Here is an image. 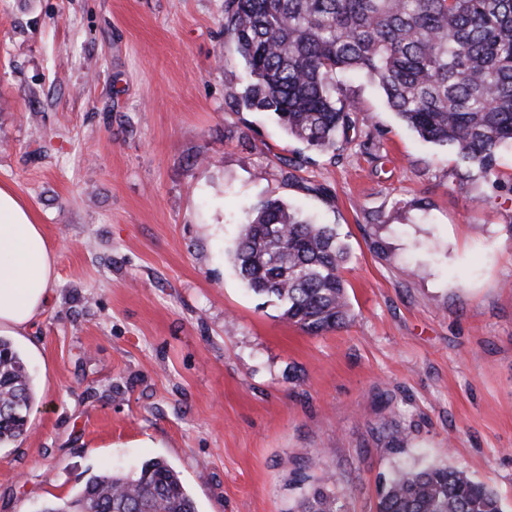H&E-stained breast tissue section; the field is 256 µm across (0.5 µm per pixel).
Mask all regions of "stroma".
<instances>
[{
	"mask_svg": "<svg viewBox=\"0 0 512 512\" xmlns=\"http://www.w3.org/2000/svg\"><path fill=\"white\" fill-rule=\"evenodd\" d=\"M224 0H0V182L57 254L14 337L35 400L0 512L161 458L199 512H376L397 471L465 470L512 512V147L497 179L408 130L367 78L336 153L237 109ZM279 198L336 225L350 320L309 334L233 252ZM336 498L324 487H315L304 497L301 512H340Z\"/></svg>",
	"mask_w": 512,
	"mask_h": 512,
	"instance_id": "1",
	"label": "stroma"
}]
</instances>
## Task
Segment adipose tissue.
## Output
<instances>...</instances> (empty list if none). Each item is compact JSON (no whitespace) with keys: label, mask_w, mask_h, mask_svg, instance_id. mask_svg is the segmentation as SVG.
Instances as JSON below:
<instances>
[{"label":"adipose tissue","mask_w":512,"mask_h":512,"mask_svg":"<svg viewBox=\"0 0 512 512\" xmlns=\"http://www.w3.org/2000/svg\"><path fill=\"white\" fill-rule=\"evenodd\" d=\"M56 254L28 202L0 183V334L25 335L44 312Z\"/></svg>","instance_id":"adipose-tissue-1"}]
</instances>
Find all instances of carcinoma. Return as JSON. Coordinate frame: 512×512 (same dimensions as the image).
Here are the masks:
<instances>
[{
    "mask_svg": "<svg viewBox=\"0 0 512 512\" xmlns=\"http://www.w3.org/2000/svg\"><path fill=\"white\" fill-rule=\"evenodd\" d=\"M225 47L244 61L236 106L268 112L309 151L334 153L358 120L337 77L360 71L423 140L450 147L487 177L512 144V0H224ZM336 227L277 198L247 213L233 255L243 282L308 334L343 325L350 305ZM34 399L23 355L0 336V444L19 437ZM197 512L179 473L162 459L134 473H100L42 512ZM301 512H340L323 487ZM377 512H503L498 495L464 470L399 472Z\"/></svg>",
    "mask_w": 512,
    "mask_h": 512,
    "instance_id": "obj_1",
    "label": "carcinoma"
}]
</instances>
